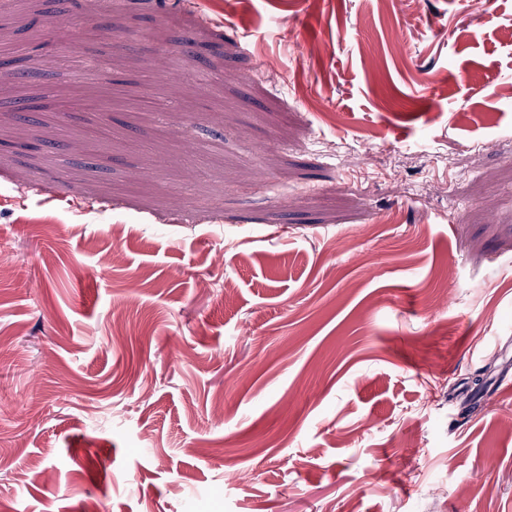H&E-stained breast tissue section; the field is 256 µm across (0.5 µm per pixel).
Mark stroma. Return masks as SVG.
<instances>
[{"mask_svg": "<svg viewBox=\"0 0 512 512\" xmlns=\"http://www.w3.org/2000/svg\"><path fill=\"white\" fill-rule=\"evenodd\" d=\"M120 2L0 0V512H512V0Z\"/></svg>", "mask_w": 512, "mask_h": 512, "instance_id": "obj_1", "label": "stroma"}]
</instances>
